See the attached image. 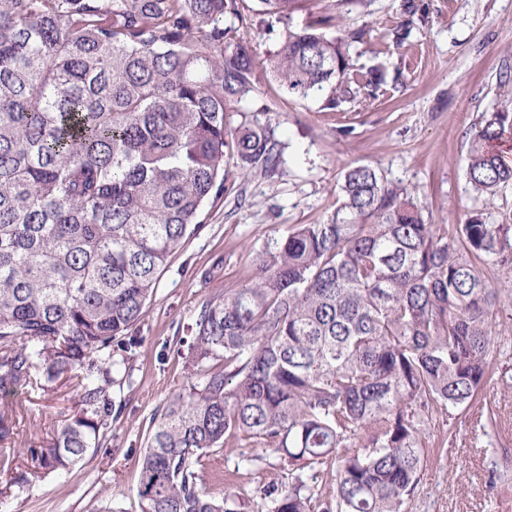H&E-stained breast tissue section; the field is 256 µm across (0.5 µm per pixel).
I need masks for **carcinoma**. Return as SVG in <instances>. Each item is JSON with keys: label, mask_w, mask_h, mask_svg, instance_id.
<instances>
[{"label": "carcinoma", "mask_w": 512, "mask_h": 512, "mask_svg": "<svg viewBox=\"0 0 512 512\" xmlns=\"http://www.w3.org/2000/svg\"><path fill=\"white\" fill-rule=\"evenodd\" d=\"M336 0L286 30L269 59L284 93L334 110L375 98L385 67H358L364 28L329 37ZM242 0H0V396L77 381L79 414L32 458L68 472L112 420L113 374L137 344L159 274L224 195V165L272 178L275 128L241 124L256 91ZM286 21L305 0H255ZM413 20L392 32V47ZM510 112L482 117L466 175L492 198L512 165L489 150ZM342 204L258 255L251 282L204 301L189 345L199 382L171 394L139 457L140 512H235L202 484L201 457L233 439L288 459L267 512H406L434 418L466 412L492 378L495 309L480 264L512 267L504 224L426 222L406 187L349 167ZM479 408L474 432L498 433ZM330 475L308 484L315 469Z\"/></svg>", "instance_id": "obj_1"}]
</instances>
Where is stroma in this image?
I'll list each match as a JSON object with an SVG mask.
<instances>
[{
    "label": "stroma",
    "instance_id": "obj_1",
    "mask_svg": "<svg viewBox=\"0 0 512 512\" xmlns=\"http://www.w3.org/2000/svg\"><path fill=\"white\" fill-rule=\"evenodd\" d=\"M408 5L414 24L394 53L386 85L369 105L347 104L334 112L289 97L268 72L284 29L303 27L320 11L319 0H307L288 23L248 28L260 81L253 111L233 113L227 127L275 125L282 175L245 176L227 167L223 196L209 202L203 229L170 259L133 330L140 343L127 354L124 379L112 387L121 412L104 429L91 460L69 473L16 483L30 469L31 449L50 444L57 426L76 410L78 396L74 384L61 379L45 388H19L11 402L0 401V413L14 425L11 439L0 441V512H140L137 461L154 415L190 382L177 350L201 303L250 282L256 256L288 226L334 216L348 166H371L385 181L413 190L429 223L452 227L478 216L512 226V184L489 199L466 177L472 128L512 99V83L499 82L500 71L512 68V0H367L351 6L346 26L368 31L355 47L360 63L371 64L374 53L386 51ZM492 360L496 374L479 400L499 415V450L475 446L471 418H436L424 479L407 512H512V479L487 483L502 451L512 452V386L500 378L512 358L496 354ZM251 454L258 463L247 467L237 452H210L199 473L216 498L229 492L245 512H266L257 488L272 480L287 483L288 467L269 449Z\"/></svg>",
    "mask_w": 512,
    "mask_h": 512
}]
</instances>
